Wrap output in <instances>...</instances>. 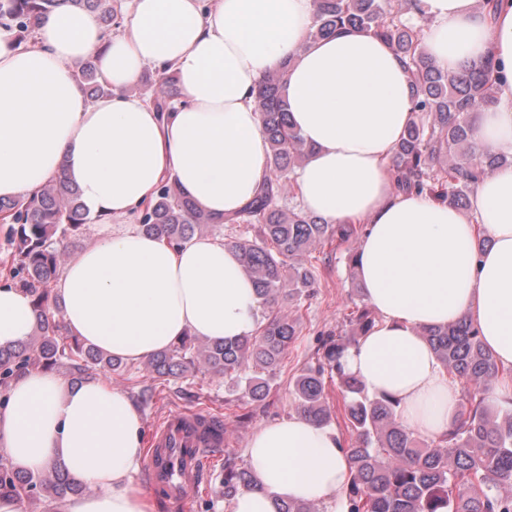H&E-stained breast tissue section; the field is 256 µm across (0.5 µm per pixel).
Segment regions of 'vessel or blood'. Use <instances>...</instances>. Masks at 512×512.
Masks as SVG:
<instances>
[{
	"label": "vessel or blood",
	"mask_w": 512,
	"mask_h": 512,
	"mask_svg": "<svg viewBox=\"0 0 512 512\" xmlns=\"http://www.w3.org/2000/svg\"><path fill=\"white\" fill-rule=\"evenodd\" d=\"M224 445V421L199 410L166 416L153 429L146 472L150 491L162 496L174 512H187L190 494L204 479L213 449Z\"/></svg>",
	"instance_id": "vessel-or-blood-1"
}]
</instances>
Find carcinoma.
<instances>
[{"mask_svg": "<svg viewBox=\"0 0 512 512\" xmlns=\"http://www.w3.org/2000/svg\"><path fill=\"white\" fill-rule=\"evenodd\" d=\"M394 2L312 0L309 37H326L344 28L371 29L409 59L416 120L394 148L398 187L463 207L480 178L512 166V158L483 152L475 141L472 114L496 103L490 67L473 66L455 74L438 67L419 51L421 31L402 17ZM61 5L97 13L109 30L119 28L123 15L121 0H0V26L13 31L17 44L28 46L35 43L44 19ZM75 76L95 96L109 93L94 59L77 64ZM282 78L281 73H270L255 90L272 178L241 213L224 217L226 224L257 225L254 240L236 239L228 245L238 251L244 272L268 310L265 322L255 335L235 340L200 345L196 337L184 336L146 363L152 377L166 379L202 362L258 404L269 396L272 375L300 335V323L288 317L283 303L300 300L314 287V272L302 257L326 239L346 243L358 235L354 224H327L302 209L285 212L278 205L281 181L309 155L290 122ZM144 90L151 91L150 101L159 112L168 111L180 95L165 68L146 76ZM90 223L79 190L64 178L49 182L29 199H0V224L9 225L12 246L9 275L33 296L37 316L35 333L26 343L0 348V386L29 368L63 367L78 378L98 370H124L120 360L66 334L54 309L51 285L59 276L63 251ZM139 225L172 246L218 227L215 218L198 209L170 180L145 205ZM375 324L367 304H353L349 325L363 336ZM424 336L442 367L468 384V407L448 433L426 439L404 429L396 419L395 401L368 394L344 371L343 358L355 336L320 340L315 361L291 381L296 412L318 425H329L327 382H336L351 436L346 448L347 512H512V494L503 492L512 489V412L493 408L485 398L499 366L465 321L426 330ZM221 484L226 503L240 490L259 486L250 466L235 457L224 458ZM85 489L56 463L37 472H20L0 460V495L61 500Z\"/></svg>", "mask_w": 512, "mask_h": 512, "instance_id": "obj_1", "label": "carcinoma"}]
</instances>
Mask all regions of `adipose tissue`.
<instances>
[{
  "instance_id": "adipose-tissue-1",
  "label": "adipose tissue",
  "mask_w": 512,
  "mask_h": 512,
  "mask_svg": "<svg viewBox=\"0 0 512 512\" xmlns=\"http://www.w3.org/2000/svg\"><path fill=\"white\" fill-rule=\"evenodd\" d=\"M424 54L458 72L493 65L496 104L473 117L479 148L512 155V0H415ZM312 0H130L121 32L64 6L17 45L0 27V198L64 177L97 219L96 242L62 268L53 294L69 335L131 363L186 335H254L259 298L238 252L218 236L169 246L136 222L163 180L216 219L242 209L270 176L253 91L284 74L291 121L312 151L293 180L301 206L360 224L356 274L375 327L343 363L396 417L431 438L460 412V389L423 335L470 322L502 376L487 393L512 408V167L483 177L468 208L396 187L392 150L416 114L408 65L370 30L309 39ZM96 57L109 94L89 101L74 67ZM170 68L171 111L133 95L146 66ZM488 246H480V239ZM36 316L22 286L0 284V347L28 340ZM144 423L123 391L26 370L0 407V458L21 471L61 462L87 486L62 512H154L131 482ZM245 457L258 489L230 512H277L285 500L337 503L349 464L336 431L293 414L256 430Z\"/></svg>"
}]
</instances>
